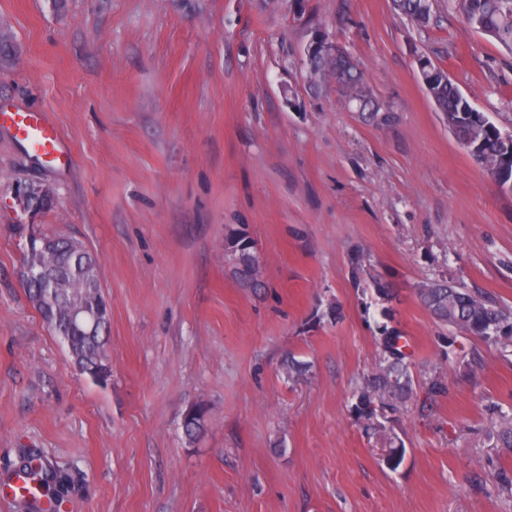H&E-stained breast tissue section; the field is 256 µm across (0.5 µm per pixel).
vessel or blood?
<instances>
[{
	"label": "vessel or blood",
	"instance_id": "obj_1",
	"mask_svg": "<svg viewBox=\"0 0 512 512\" xmlns=\"http://www.w3.org/2000/svg\"><path fill=\"white\" fill-rule=\"evenodd\" d=\"M0 122L10 125L29 149L52 165H65L69 155L61 145L57 128L41 112H9L0 109Z\"/></svg>",
	"mask_w": 512,
	"mask_h": 512
}]
</instances>
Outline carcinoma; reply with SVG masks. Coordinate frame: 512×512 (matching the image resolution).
I'll return each instance as SVG.
<instances>
[{
    "mask_svg": "<svg viewBox=\"0 0 512 512\" xmlns=\"http://www.w3.org/2000/svg\"><path fill=\"white\" fill-rule=\"evenodd\" d=\"M397 9L412 21L424 26L431 19V5L423 0H394ZM466 28L488 36L512 50V0H457ZM430 90L436 95L448 128L459 143L474 149L472 158L488 175L503 170V185L512 183V157L507 155L499 129L473 106L448 77L445 69L432 64L424 73ZM363 73L345 83L339 91L351 101H359L363 93ZM225 255L237 281L245 288H261L263 282L253 275L258 257L251 237L238 226L227 230ZM40 266L45 278L26 281L24 287L31 302L42 315L48 328L66 346L73 365L98 384L112 377V363L107 352L110 314L98 279V262L82 243L64 237L56 239L46 250L31 245L25 250L24 267ZM54 283L55 296L50 304L42 302L40 293ZM421 302L433 318L448 327V346L458 339L478 336L491 345L508 346L512 341V313L504 312L496 303L478 291L461 288L448 280H427L417 288ZM378 344L382 360L375 374L357 391L352 412L368 427L385 429L382 421L391 420L403 404L413 397L414 382L407 362L406 341L394 327L378 326ZM206 411L201 405L191 407L183 423L186 436L197 439L205 428ZM39 461L23 471L30 480L41 475L40 486L53 497H60L63 484L49 479L48 463L39 454L27 461Z\"/></svg>",
    "mask_w": 512,
    "mask_h": 512,
    "instance_id": "1",
    "label": "carcinoma"
}]
</instances>
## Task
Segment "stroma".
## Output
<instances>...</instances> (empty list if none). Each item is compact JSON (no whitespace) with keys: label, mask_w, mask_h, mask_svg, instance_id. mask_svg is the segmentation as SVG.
<instances>
[{"label":"stroma","mask_w":512,"mask_h":512,"mask_svg":"<svg viewBox=\"0 0 512 512\" xmlns=\"http://www.w3.org/2000/svg\"><path fill=\"white\" fill-rule=\"evenodd\" d=\"M319 30L380 117L310 80ZM422 56L512 132V52L453 0H433L424 28L392 0H0V106L45 113L70 156L42 162L0 126V476L40 453L67 479L64 512H512V346L449 351L416 293L444 276L512 312V191L449 130ZM24 183L51 205L20 213ZM234 224L261 290L224 254ZM33 230L98 257L108 384L75 369L25 293ZM357 252L397 288L412 352L416 394L383 433L351 413L380 360ZM435 377L447 391L431 398ZM193 404L207 417L191 443ZM389 432L405 448L394 470ZM303 54L307 65H312L313 60L317 56L330 57L341 60L337 72L339 82H343L348 78L349 64L351 58L336 43L329 40L328 36L322 32L319 35H313L303 50Z\"/></svg>","instance_id":"35a3bbf8"}]
</instances>
